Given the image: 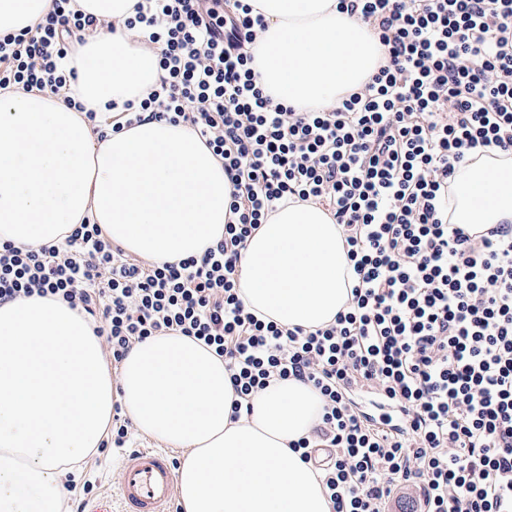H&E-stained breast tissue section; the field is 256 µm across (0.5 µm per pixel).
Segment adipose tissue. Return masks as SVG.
Returning <instances> with one entry per match:
<instances>
[{
  "label": "adipose tissue",
  "instance_id": "ef3b65f1",
  "mask_svg": "<svg viewBox=\"0 0 512 512\" xmlns=\"http://www.w3.org/2000/svg\"><path fill=\"white\" fill-rule=\"evenodd\" d=\"M134 0H77L102 27L71 59L85 110L124 103L158 78L157 51L127 28ZM51 0H0V33L36 26ZM231 185L188 127L148 121L98 138L83 112L32 90L0 95V244L62 240L90 218L150 263L201 257L224 235ZM453 221H512V160L457 173ZM339 227L322 208L290 205L255 230L241 296L263 318L317 329L350 297ZM223 358L194 338L154 336L112 370L103 342L68 303L33 296L0 306V512H61L69 474L107 436L121 401L141 433L185 455L181 512H330L326 491L290 449L318 422L311 386L279 380L232 418Z\"/></svg>",
  "mask_w": 512,
  "mask_h": 512
}]
</instances>
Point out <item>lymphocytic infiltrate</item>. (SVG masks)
I'll use <instances>...</instances> for the list:
<instances>
[{
    "instance_id": "1",
    "label": "lymphocytic infiltrate",
    "mask_w": 512,
    "mask_h": 512,
    "mask_svg": "<svg viewBox=\"0 0 512 512\" xmlns=\"http://www.w3.org/2000/svg\"><path fill=\"white\" fill-rule=\"evenodd\" d=\"M382 47L363 88L327 112L274 103L252 46L251 0H137L129 26L160 76L94 132L150 120L188 126L224 164L232 215L202 257L145 264L83 219L57 243L0 245V305L52 296L82 312L114 362L159 335L224 360L233 414L276 380L324 402L292 442L331 512H386L402 484L421 512H512V224L450 223L457 171L512 156V0H337ZM97 18L52 0L36 27L0 35V91L63 95ZM292 202L326 209L352 266L350 302L307 330L259 318L240 293L252 232ZM369 388L380 412L358 410Z\"/></svg>"
}]
</instances>
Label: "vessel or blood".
<instances>
[{
  "mask_svg": "<svg viewBox=\"0 0 512 512\" xmlns=\"http://www.w3.org/2000/svg\"><path fill=\"white\" fill-rule=\"evenodd\" d=\"M176 506L172 454L145 446L124 453L113 494L87 503L84 512H175Z\"/></svg>",
  "mask_w": 512,
  "mask_h": 512,
  "instance_id": "vessel-or-blood-1",
  "label": "vessel or blood"
}]
</instances>
